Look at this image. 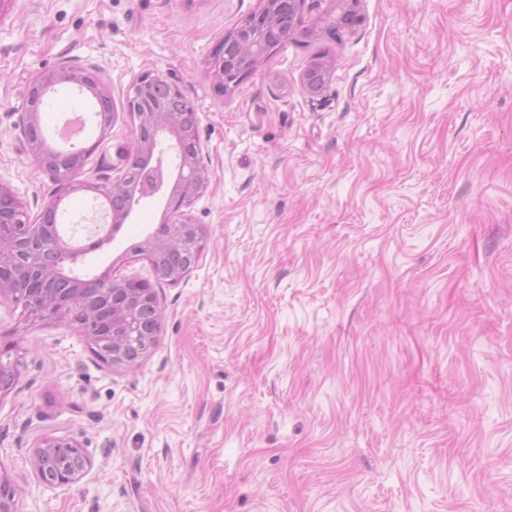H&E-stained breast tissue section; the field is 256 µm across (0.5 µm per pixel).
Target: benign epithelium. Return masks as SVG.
Returning <instances> with one entry per match:
<instances>
[{
	"label": "benign epithelium",
	"mask_w": 512,
	"mask_h": 512,
	"mask_svg": "<svg viewBox=\"0 0 512 512\" xmlns=\"http://www.w3.org/2000/svg\"><path fill=\"white\" fill-rule=\"evenodd\" d=\"M307 0H261L258 11L226 34L214 50L211 68L223 90L238 85L269 50L307 33L302 14ZM340 13L328 30L350 27L357 21L356 0H338ZM322 78L313 79L314 65L302 76V85L318 93L329 81L330 65L319 63ZM61 87L89 91L100 99L109 96L94 65L64 61L57 68L35 75L19 108L17 128L29 158L60 184L66 193L91 191L109 203L105 213L109 232L115 234L144 199L163 194L165 219L137 245L130 248L153 265L157 279L179 283L198 263L206 235L193 221L188 208L213 179L202 161L198 118L193 103L179 85L163 76L144 73L130 85L126 111L134 121L132 150L125 158V172L99 185L78 179L85 162L108 134L115 114L101 112L100 136L89 144L58 150L49 145L41 124L47 95ZM65 196L48 203L37 221H30L14 191L0 182V296L9 297L34 320H69L110 366L134 362L130 348H152L161 327L158 295L150 284L112 276L107 270L92 278L76 273L79 251L54 232L53 215ZM19 374L18 363L0 359V399L8 395ZM70 439L38 442L34 463L38 480L46 488L68 486L91 469L86 454L73 469L49 474L46 458L54 448H77Z\"/></svg>",
	"instance_id": "1"
}]
</instances>
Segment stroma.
I'll return each instance as SVG.
<instances>
[{
    "instance_id": "1",
    "label": "stroma",
    "mask_w": 512,
    "mask_h": 512,
    "mask_svg": "<svg viewBox=\"0 0 512 512\" xmlns=\"http://www.w3.org/2000/svg\"><path fill=\"white\" fill-rule=\"evenodd\" d=\"M259 7L0 0V182L30 217L60 187L16 109L67 60L100 68L115 110L107 138L89 128L83 179L122 173L146 72L195 104L213 174L190 207L206 246L178 284L122 258L160 198L87 257L158 294L134 364L0 297L17 512H512V0H359L360 24L288 41L219 90L212 52ZM40 438L77 441L88 474L39 486Z\"/></svg>"
}]
</instances>
